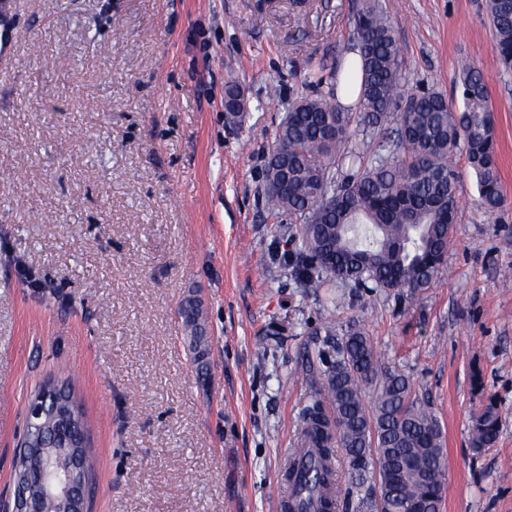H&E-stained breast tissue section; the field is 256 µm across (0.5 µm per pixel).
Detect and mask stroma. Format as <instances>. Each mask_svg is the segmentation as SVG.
<instances>
[{
    "mask_svg": "<svg viewBox=\"0 0 512 512\" xmlns=\"http://www.w3.org/2000/svg\"><path fill=\"white\" fill-rule=\"evenodd\" d=\"M359 0H11L0 55V498L27 403L72 387L96 471L90 512H269L302 413L357 324L427 400L443 512H512V72L486 0H380L404 89L458 98L490 77L505 203L480 205L464 152L442 271L414 298L299 281L294 225L258 200L303 61L333 68ZM249 99L228 124L224 92ZM201 302L197 361L179 309ZM497 441L471 445L487 403Z\"/></svg>",
    "mask_w": 512,
    "mask_h": 512,
    "instance_id": "35a3bbf8",
    "label": "stroma"
}]
</instances>
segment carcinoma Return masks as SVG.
Wrapping results in <instances>:
<instances>
[{
    "label": "carcinoma",
    "mask_w": 512,
    "mask_h": 512,
    "mask_svg": "<svg viewBox=\"0 0 512 512\" xmlns=\"http://www.w3.org/2000/svg\"><path fill=\"white\" fill-rule=\"evenodd\" d=\"M487 12L496 62L511 71L512 0H487ZM353 39L361 55L357 108L338 99L350 74L305 62L313 91L293 104L268 151L264 205L299 225L292 255L310 287L341 280L415 296L431 286L452 239L459 196L451 157L458 148L481 204L493 210L505 202L488 81L463 61L455 78L461 105L429 87L402 96L401 48L378 0H361ZM375 132L383 138L368 157L352 140ZM180 315L199 360L207 351L199 304L188 301ZM499 428L490 403L474 421L473 446L494 444ZM302 435L312 465L290 466L285 480L315 497V512H335L341 501L332 465L339 454L355 484V512H406L413 502L441 512L447 462L438 419L354 325L326 362Z\"/></svg>",
    "instance_id": "cac0c4a2"
}]
</instances>
